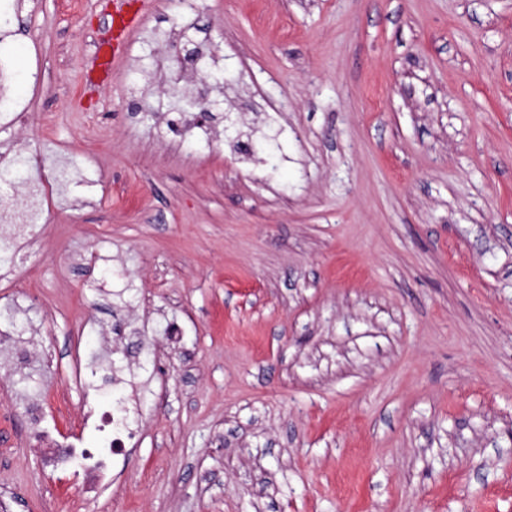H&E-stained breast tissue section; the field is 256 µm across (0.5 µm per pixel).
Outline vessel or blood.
<instances>
[{
	"mask_svg": "<svg viewBox=\"0 0 512 512\" xmlns=\"http://www.w3.org/2000/svg\"><path fill=\"white\" fill-rule=\"evenodd\" d=\"M138 18L134 0H112V37L100 42L85 73L89 86L110 82L126 37Z\"/></svg>",
	"mask_w": 512,
	"mask_h": 512,
	"instance_id": "b4317fda",
	"label": "vessel or blood"
}]
</instances>
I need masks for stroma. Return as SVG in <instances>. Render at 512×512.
Masks as SVG:
<instances>
[{
    "instance_id": "35a3bbf8",
    "label": "stroma",
    "mask_w": 512,
    "mask_h": 512,
    "mask_svg": "<svg viewBox=\"0 0 512 512\" xmlns=\"http://www.w3.org/2000/svg\"><path fill=\"white\" fill-rule=\"evenodd\" d=\"M63 2L5 40L39 186L0 246L10 512H512V0H148L94 91L112 0ZM173 75L221 98L207 142ZM119 397L110 480L49 466Z\"/></svg>"
}]
</instances>
